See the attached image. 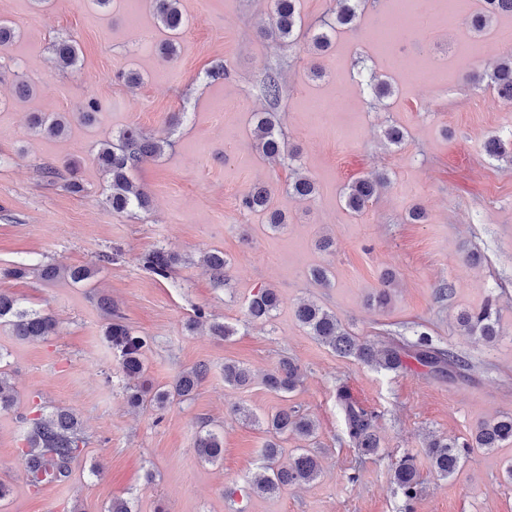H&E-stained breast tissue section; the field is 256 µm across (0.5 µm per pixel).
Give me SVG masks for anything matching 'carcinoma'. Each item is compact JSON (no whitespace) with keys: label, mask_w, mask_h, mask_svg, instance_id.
<instances>
[{"label":"carcinoma","mask_w":512,"mask_h":512,"mask_svg":"<svg viewBox=\"0 0 512 512\" xmlns=\"http://www.w3.org/2000/svg\"><path fill=\"white\" fill-rule=\"evenodd\" d=\"M153 15L158 25L169 33V39L161 46L163 58L171 60L176 56L177 38L186 21L180 10V0H150ZM484 10L462 21L470 31L481 33L497 18L512 12V0H484ZM365 0H336L335 18L323 24L322 31L311 37L314 52L327 51L333 35L339 29L352 30ZM303 19L297 9V0H272L270 24L264 28L263 36L280 45L292 46L302 36ZM21 36V29L13 22L0 19V49L5 50ZM50 62L61 71L79 70V49L73 41H59L53 44ZM468 81L479 86L492 88L503 104L512 106V55L500 57L483 71L468 74ZM275 112H257L254 116V143L266 158L288 157L287 143L280 136ZM30 128L47 137H61L67 130V121L57 114L38 113L30 117ZM171 142L166 138L145 133L132 125L122 130L112 141L106 140L94 155L98 167L108 178L107 202L115 213H128L135 209L145 210L150 206L149 194L136 187L131 180L132 171L149 156H161ZM486 154L499 161L512 164V137L491 136L485 142ZM389 177L382 173L374 179L358 178L348 184L343 198L349 210L361 212L366 205L387 184ZM288 193L306 200L316 193L315 182L307 176L297 175L288 183ZM271 189L256 183L240 199V207L251 212L268 214L266 227L276 231L285 225L282 214L270 208ZM205 264L213 281L223 286L229 279V264L224 252L213 250L206 254ZM181 258L162 248L151 251L145 258V266L154 275L166 278ZM40 276L46 281L66 279L73 284H85L94 276L86 266L45 265ZM280 305V297L273 288H260L247 302V315L254 321H266ZM295 315L307 334L329 347L341 357H354L359 361L375 365L387 371H399L406 367V359L413 358L423 366L435 370L445 368H466L468 362L451 349H434L425 339L416 345L387 342L376 345L356 339L336 317V314L322 305L309 301L296 306ZM457 323L469 336L491 341L498 335V321L492 307L487 305L478 311L462 313ZM0 326L9 328L11 334L20 340H34L48 336L56 327L52 316L30 310L5 294H0ZM107 336L116 350L123 371L130 378H137L143 371V356L148 339L136 335L122 321L109 323ZM4 354L0 351V412L11 410L16 396L7 383L4 371ZM204 376L200 366L182 372L171 388L157 389L151 401L163 408L171 399H185L194 392ZM301 379V369L290 356H283L264 378L268 390L283 394L293 391ZM252 381L251 373L235 363L224 364V384L244 387ZM337 402L345 418L346 433L354 447L364 454H374L380 440L376 431L374 412L353 401L350 394L341 389ZM267 429L276 435H294L311 442L316 438L317 428L310 418L293 408H281L266 416ZM26 448L22 450L24 468L29 482L35 486L65 481L72 473V464L80 456L86 443L83 425L76 414L66 408L40 412L31 419L25 436ZM512 443V415H501L481 423L475 430L472 442L459 443L444 437H435L426 444V451L435 472L441 478L456 474L463 455L473 448L492 450ZM198 455L208 463H215L223 456V439L211 431L199 434L196 441ZM320 476V465L311 450L301 449L288 465L280 464V452L276 443L269 442L263 451L261 472L250 480L249 488L257 494L272 495L288 485L310 484ZM393 480L405 502V512H412V503L419 493V474L410 455L402 457L394 468Z\"/></svg>","instance_id":"carcinoma-1"}]
</instances>
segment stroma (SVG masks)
<instances>
[{
    "mask_svg": "<svg viewBox=\"0 0 512 512\" xmlns=\"http://www.w3.org/2000/svg\"><path fill=\"white\" fill-rule=\"evenodd\" d=\"M180 8L186 26L177 57L166 62L158 48L167 34L149 0H112L105 10L90 0H50L42 8L32 0H0V17L22 31L0 51V292L57 321L55 333L32 341L0 326V350L17 393L16 405L0 412V483L9 490L0 512H107L117 498L135 512H403L392 473L408 454L421 481L413 512H512V482L504 476L512 446L472 451L444 479L423 443L429 434L464 440L480 422L512 415V165L488 158L483 148L490 136L512 134V107L492 89L457 78L512 54V42L500 39L512 23L498 19L476 36L449 27L448 0H416L421 24L403 55L436 77L415 89L369 37L391 18L394 0H371L355 30L338 31L319 54L303 41L282 47L261 37L269 0H180ZM67 37L80 48L74 73L48 61L51 43ZM217 67L226 78L210 77ZM130 71L141 75L140 84L125 82ZM272 71L281 84L273 106L262 95ZM373 75L392 84L390 97L360 91ZM18 77L31 85L29 99L15 96ZM90 98L101 110L85 124L75 112ZM317 99L324 111H311ZM269 110L277 112L297 162H271L255 149L252 116ZM34 112L68 115L66 134H34L28 127ZM176 113L181 120L174 124ZM130 125L171 146L133 174L151 197L150 210L116 214L94 154ZM390 125L406 131L402 147L384 144ZM47 165L59 178L43 176ZM298 168L316 183L306 201L286 190ZM375 171L388 173L390 186L352 213L343 187ZM73 177L83 193L67 190ZM257 182L273 190L272 206L286 219L280 231L239 206ZM417 205L427 217L409 223ZM325 235L334 240L332 251L315 246ZM158 247L182 259L165 279L142 265ZM213 249L231 263L227 286H215L201 262ZM473 252L480 266L468 263ZM21 263L28 274L9 276ZM47 264L83 265L96 275L87 285L47 282L36 273ZM317 266L329 269V286L312 280ZM388 270L395 274L390 303L369 305ZM445 285L451 292L443 298ZM265 286L278 291L281 304L269 321H251L246 303ZM102 297L149 339L145 383L168 387L182 371L205 365L189 399L162 408L128 405L129 380L106 336ZM303 299L335 312L359 340L412 342L424 332L469 367L433 373L412 360L407 370L391 372L338 356L296 321ZM487 304L500 329L491 343L457 324L460 312ZM199 308L209 321L232 326L234 336L210 335L207 324L188 329ZM284 355L298 362L302 378L281 396L262 377ZM228 360L252 371L249 386L225 385ZM342 387L376 415L380 448L372 456L359 458L346 434L336 400ZM284 406L316 422L321 473L309 485L259 496L246 486L272 435L244 414L262 418ZM57 407L74 410L86 443L67 482L35 487L21 457L27 421L36 410ZM204 426L224 440L223 458L213 464L196 452Z\"/></svg>",
    "mask_w": 512,
    "mask_h": 512,
    "instance_id": "1",
    "label": "stroma"
}]
</instances>
